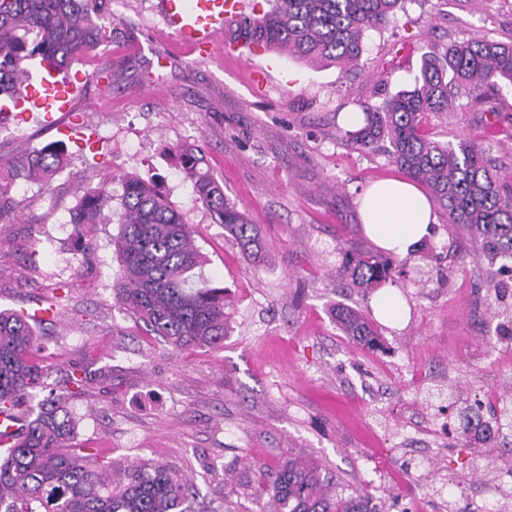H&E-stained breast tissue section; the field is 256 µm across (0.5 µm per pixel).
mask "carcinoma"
Instances as JSON below:
<instances>
[{
	"mask_svg": "<svg viewBox=\"0 0 512 512\" xmlns=\"http://www.w3.org/2000/svg\"><path fill=\"white\" fill-rule=\"evenodd\" d=\"M265 2L268 9L260 14L225 21L233 41L349 69L359 64L365 33L389 24L403 0ZM110 3L0 0V94L6 93L15 105L24 100L27 63L32 60L64 73L82 53L112 43L116 27L102 22ZM421 60L412 88L379 102H361L363 124L340 130L336 139L358 154L387 155L422 184L452 230L469 237L474 257L512 261V181L476 139L441 142L428 130L429 116L447 112L463 99L480 113L483 129L498 126L501 82L512 84V41L467 39L441 51L428 45ZM175 154L192 183L195 202L233 232L244 250L258 254L255 225L202 169L199 151L180 146ZM68 163L67 152L51 143L14 160L7 175L12 181L47 182ZM111 201L103 183L72 213L79 243L77 268L92 249L86 228L120 224L115 300L151 335L177 350L223 345L224 288L209 285L197 273L203 255L185 215L152 181L139 176L124 179L120 210L112 211ZM15 209L8 188L0 186V221ZM337 251L342 255L338 273L354 288H377L399 273L395 260L362 243H346ZM44 322L34 310H0V414L22 422L16 440L0 452V512H196L199 494L189 475L135 462L109 479L97 454L69 443L74 426L62 400L80 394L87 377L75 368L50 383L48 372L30 361L35 326ZM336 324L363 345H380L377 329L353 308H337ZM264 495L261 512H373L370 494L345 489L335 475L300 457L262 472L257 497Z\"/></svg>",
	"mask_w": 512,
	"mask_h": 512,
	"instance_id": "cac0c4a2",
	"label": "carcinoma"
}]
</instances>
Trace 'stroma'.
<instances>
[{
  "instance_id": "35a3bbf8",
  "label": "stroma",
  "mask_w": 512,
  "mask_h": 512,
  "mask_svg": "<svg viewBox=\"0 0 512 512\" xmlns=\"http://www.w3.org/2000/svg\"><path fill=\"white\" fill-rule=\"evenodd\" d=\"M117 37L84 53V75L67 112L0 124V159L62 142L68 167L50 182L12 187L21 202L0 223V309L58 303L36 328L33 359L53 376L79 366L97 374L65 400L75 442L121 468L148 461L193 474L212 506L259 512V467L299 454L364 486L378 512H448L458 501L483 512L512 493V455L483 479L470 474L482 436L448 439L431 396L460 383L512 440V298L488 305L494 267L469 259L471 242L445 223L395 284L409 309L399 327L380 326L367 351L336 325L337 307L370 310L371 298L337 268L338 242H362L359 197L373 181L400 177L382 154L341 146L339 115L357 110L377 84L411 88L423 43L512 36V14L496 0H406L395 20L368 32L357 68L343 70L279 52L252 53L219 38L208 54L188 51L162 16V0H112ZM80 120L103 145L82 152L67 129ZM201 148L225 194L249 215L264 243L247 255L195 203L173 150ZM153 179L194 228L203 273L228 291L223 346L175 350L148 335L115 303L118 224L94 227L95 249L77 268L70 215L87 190L125 176Z\"/></svg>"
}]
</instances>
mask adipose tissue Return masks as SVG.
Wrapping results in <instances>:
<instances>
[{
  "label": "adipose tissue",
  "instance_id": "ef3b65f1",
  "mask_svg": "<svg viewBox=\"0 0 512 512\" xmlns=\"http://www.w3.org/2000/svg\"><path fill=\"white\" fill-rule=\"evenodd\" d=\"M363 231L382 251L403 258L433 233L437 215L413 183L388 178L371 184L360 198Z\"/></svg>",
  "mask_w": 512,
  "mask_h": 512
}]
</instances>
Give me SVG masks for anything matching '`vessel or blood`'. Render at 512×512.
<instances>
[{
    "mask_svg": "<svg viewBox=\"0 0 512 512\" xmlns=\"http://www.w3.org/2000/svg\"><path fill=\"white\" fill-rule=\"evenodd\" d=\"M238 9L239 0H193L189 6L183 0H165L163 5L168 27L183 44L201 53L213 49L225 20L236 15ZM75 89L73 81L61 79L51 69H41L36 86L28 90L24 113L69 111Z\"/></svg>",
    "mask_w": 512,
    "mask_h": 512,
    "instance_id": "vessel-or-blood-1",
    "label": "vessel or blood"
}]
</instances>
